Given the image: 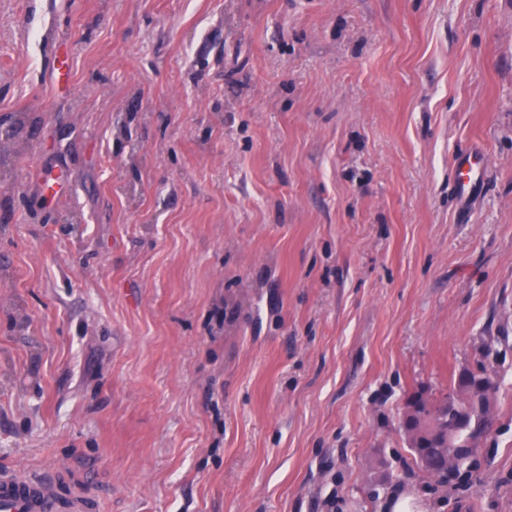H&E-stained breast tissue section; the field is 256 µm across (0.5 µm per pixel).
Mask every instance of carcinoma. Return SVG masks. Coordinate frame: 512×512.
I'll use <instances>...</instances> for the list:
<instances>
[{
    "label": "carcinoma",
    "instance_id": "cac0c4a2",
    "mask_svg": "<svg viewBox=\"0 0 512 512\" xmlns=\"http://www.w3.org/2000/svg\"><path fill=\"white\" fill-rule=\"evenodd\" d=\"M482 376L461 370L448 392L435 396L420 390L408 396V424L420 426L423 438L408 440L418 470L441 485L451 484L463 468L470 466L479 449L495 430L493 400L466 406L462 400L483 397L477 390Z\"/></svg>",
    "mask_w": 512,
    "mask_h": 512
}]
</instances>
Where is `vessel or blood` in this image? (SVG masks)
<instances>
[{"label":"vessel or blood","instance_id":"b4317fda","mask_svg":"<svg viewBox=\"0 0 512 512\" xmlns=\"http://www.w3.org/2000/svg\"><path fill=\"white\" fill-rule=\"evenodd\" d=\"M480 175L472 157L460 158L457 195L468 198L479 186ZM93 509V502L84 493H62L56 477L0 474V512H93Z\"/></svg>","mask_w":512,"mask_h":512}]
</instances>
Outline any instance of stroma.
I'll return each instance as SVG.
<instances>
[{"label":"stroma","instance_id":"35a3bbf8","mask_svg":"<svg viewBox=\"0 0 512 512\" xmlns=\"http://www.w3.org/2000/svg\"><path fill=\"white\" fill-rule=\"evenodd\" d=\"M18 112L0 472L97 512H512V0H0ZM465 367L498 429L446 488L399 422ZM476 159L472 156L460 157L459 174L456 183V193L460 198H468L480 184L481 169L476 167Z\"/></svg>","mask_w":512,"mask_h":512}]
</instances>
